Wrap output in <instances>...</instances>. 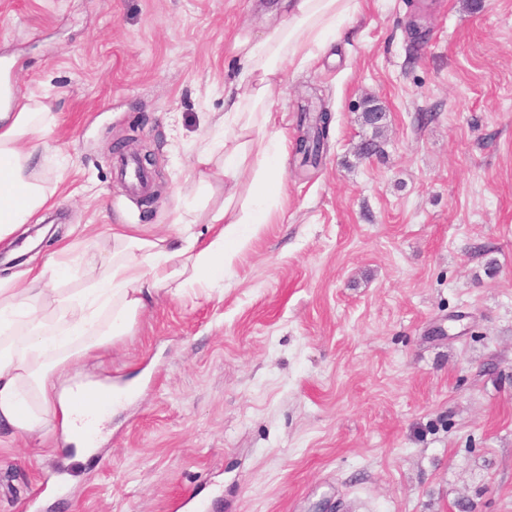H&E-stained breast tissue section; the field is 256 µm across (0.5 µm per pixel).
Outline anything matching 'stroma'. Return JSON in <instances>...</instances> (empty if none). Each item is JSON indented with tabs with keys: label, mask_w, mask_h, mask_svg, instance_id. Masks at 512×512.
I'll return each mask as SVG.
<instances>
[{
	"label": "stroma",
	"mask_w": 512,
	"mask_h": 512,
	"mask_svg": "<svg viewBox=\"0 0 512 512\" xmlns=\"http://www.w3.org/2000/svg\"><path fill=\"white\" fill-rule=\"evenodd\" d=\"M279 4L0 0V86L52 112L57 186L46 228L0 241V281L27 287L57 242L88 251L30 293L51 318L113 225L208 236L224 179L196 186L194 156L243 76L234 40ZM340 29L276 105L290 142L304 109L331 113L317 165L287 151L223 280L161 295L91 365L134 386L93 455L56 422L0 429V512H512V0H361ZM135 151L150 207L113 173Z\"/></svg>",
	"instance_id": "stroma-1"
}]
</instances>
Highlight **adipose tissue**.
Wrapping results in <instances>:
<instances>
[{
    "mask_svg": "<svg viewBox=\"0 0 512 512\" xmlns=\"http://www.w3.org/2000/svg\"><path fill=\"white\" fill-rule=\"evenodd\" d=\"M359 6L360 0H282L278 19L261 38L236 41L245 73L225 95V110L217 119L224 135L207 143L193 163L199 186L208 185L217 166L228 185L223 203L209 215V237L196 234L191 222L180 218L172 235H139L125 225L113 226L120 256L86 293L60 298L62 328L57 333L49 331L20 293L0 287V335L20 338L0 349V425L37 432L50 418H60L77 454L87 456L80 445L82 419L94 414L96 406L87 400L74 410V395L87 388L74 380V369L111 351L159 295L179 298L187 288H209L225 264L248 246L249 230L268 223L283 194L274 112L283 66L303 68L336 39L337 19ZM52 121L39 100L0 96V240L29 223L53 195L39 171L48 152L42 134ZM106 310L111 319L105 323L101 315Z\"/></svg>",
    "mask_w": 512,
    "mask_h": 512,
    "instance_id": "obj_1",
    "label": "adipose tissue"
}]
</instances>
